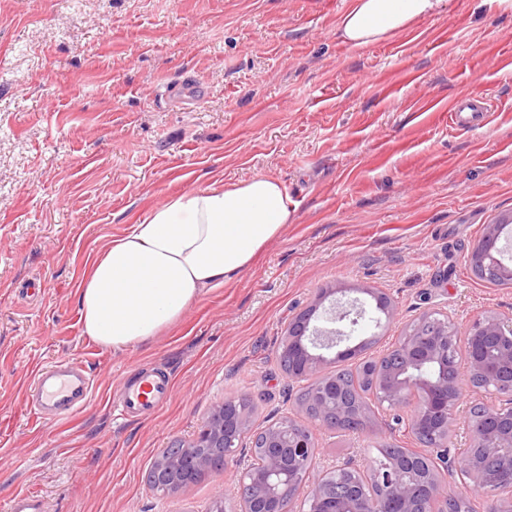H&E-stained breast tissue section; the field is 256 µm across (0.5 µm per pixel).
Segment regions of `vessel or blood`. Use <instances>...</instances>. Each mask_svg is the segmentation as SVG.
<instances>
[{
    "label": "vessel or blood",
    "mask_w": 512,
    "mask_h": 512,
    "mask_svg": "<svg viewBox=\"0 0 512 512\" xmlns=\"http://www.w3.org/2000/svg\"><path fill=\"white\" fill-rule=\"evenodd\" d=\"M489 118V105L467 96L455 99L448 107V123L459 131L488 122ZM93 383L86 365L78 361H60L40 369L33 379L31 410L40 419H65L86 405ZM172 394V383L166 373L141 370L125 380L112 409L122 418L147 417L167 404Z\"/></svg>",
    "instance_id": "1"
}]
</instances>
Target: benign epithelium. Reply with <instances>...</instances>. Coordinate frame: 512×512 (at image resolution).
Here are the masks:
<instances>
[{"mask_svg": "<svg viewBox=\"0 0 512 512\" xmlns=\"http://www.w3.org/2000/svg\"><path fill=\"white\" fill-rule=\"evenodd\" d=\"M506 225H487L486 248L478 241L473 250L481 252L483 273L512 278V266L497 248ZM337 290L323 291L318 299L299 311L288 323L280 346L288 350L300 368L301 377L311 380L316 411L310 421L286 418L261 432L258 469L247 467L241 478V512H294L301 491H306L309 512H459L463 498L444 492L439 474L423 471L410 458H376L369 461L361 478L350 482L341 476L350 466L317 471L318 452L314 431L320 426L336 427V420L348 410L346 387L326 370L330 359L324 349L349 338L343 321L353 311L336 309L342 299L330 304L336 327L318 329L317 311ZM398 366L381 382L382 400L394 410L407 409L410 396L419 390L420 416L437 423L447 432L464 387L474 386L502 398L499 404L479 408L477 419L468 426L470 448L464 460L453 463L455 472L472 482L477 491L489 489L507 494L510 506L494 512H512V467L501 464L512 458V317L487 311L476 317L464 336L449 318L425 311L405 329L394 348ZM209 416L188 440L175 439L155 460L149 483L164 494L192 484L191 478L212 469L217 458L230 456L251 433L248 416L237 411L231 399Z\"/></svg>", "mask_w": 512, "mask_h": 512, "instance_id": "7a95c632", "label": "benign epithelium"}]
</instances>
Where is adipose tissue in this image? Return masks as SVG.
<instances>
[{
	"instance_id": "adipose-tissue-1",
	"label": "adipose tissue",
	"mask_w": 512,
	"mask_h": 512,
	"mask_svg": "<svg viewBox=\"0 0 512 512\" xmlns=\"http://www.w3.org/2000/svg\"><path fill=\"white\" fill-rule=\"evenodd\" d=\"M447 7L448 0H351L336 34L352 47L385 42ZM293 221L284 187L267 176L168 198L92 264L78 293L83 334L112 350L151 340L234 280Z\"/></svg>"
}]
</instances>
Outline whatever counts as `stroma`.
Wrapping results in <instances>:
<instances>
[{"label":"stroma","instance_id":"35a3bbf8","mask_svg":"<svg viewBox=\"0 0 512 512\" xmlns=\"http://www.w3.org/2000/svg\"><path fill=\"white\" fill-rule=\"evenodd\" d=\"M350 0H0V512L36 492L47 512H239L250 440L221 470L162 495L147 474L230 397L261 432L298 409L303 381L277 355L289 321L323 290L368 311L350 339L382 356L426 310L459 332L512 288L475 277L472 246L512 215V8L450 0L445 14L362 48L336 35ZM192 83L200 101L182 103ZM485 98L489 123L447 125ZM278 180L296 220L231 283L146 344L112 351L82 333L76 290L97 255L157 203L215 181ZM394 319L375 325L371 292ZM84 362L92 396L34 418L33 374ZM158 368L171 402L116 419L126 376ZM466 390L448 437L468 448ZM362 431L317 428L316 467H363L379 448L423 446L375 406ZM490 118V106L467 96L455 99L448 106V123L459 131L468 130L481 122L486 124Z\"/></svg>","mask_w":512,"mask_h":512}]
</instances>
